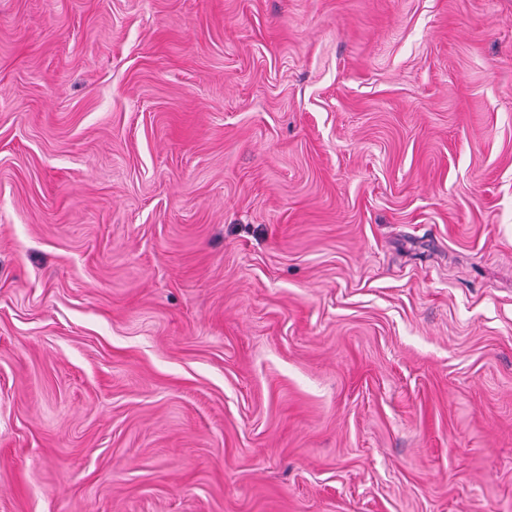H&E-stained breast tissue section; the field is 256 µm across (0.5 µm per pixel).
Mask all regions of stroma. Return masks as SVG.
Listing matches in <instances>:
<instances>
[{
  "mask_svg": "<svg viewBox=\"0 0 512 512\" xmlns=\"http://www.w3.org/2000/svg\"><path fill=\"white\" fill-rule=\"evenodd\" d=\"M0 512H512V0H0Z\"/></svg>",
  "mask_w": 512,
  "mask_h": 512,
  "instance_id": "obj_1",
  "label": "stroma"
}]
</instances>
